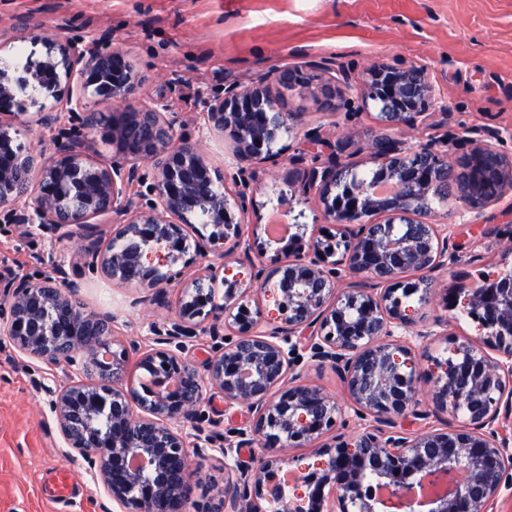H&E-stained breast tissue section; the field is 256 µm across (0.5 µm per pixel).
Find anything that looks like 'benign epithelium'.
Returning <instances> with one entry per match:
<instances>
[{
    "instance_id": "7a95c632",
    "label": "benign epithelium",
    "mask_w": 512,
    "mask_h": 512,
    "mask_svg": "<svg viewBox=\"0 0 512 512\" xmlns=\"http://www.w3.org/2000/svg\"><path fill=\"white\" fill-rule=\"evenodd\" d=\"M45 49V59L13 81L0 69V112L20 106L21 86L71 105L76 89L112 102L127 99L143 83L126 54L99 38L64 37L45 43ZM312 68L321 72L322 94L330 100L337 88L352 87L345 71L322 63ZM274 81L290 88L305 77L285 68ZM431 92L418 68L378 65L370 72L367 95L384 103L381 115L397 125L425 114ZM266 98L265 86L228 85L204 99L202 128L229 141L241 161L261 164L273 156L270 142L290 120L288 113L259 105ZM69 111L80 125L62 131L67 142L50 161L16 144L0 125V224H35L61 239L86 240L96 234L98 218L123 208L129 218L115 239L125 244L99 252L96 266L109 279L152 290V301L163 308L166 286L175 279L171 267L180 260L200 265L182 285L175 316L153 329L157 347L139 361L149 383L125 392L106 382L82 383L52 393L66 446L101 479L112 499L132 512H186L212 439L197 435L191 442L175 424L200 401L203 383L178 352L198 332L216 336L222 327L229 338L224 351L205 358L207 379L251 418L238 440L221 449L219 507L204 512H266L261 502L275 499L278 512H496L502 492L512 489V440L498 431L501 410L512 411L511 272L486 279V288L448 290V310L471 317L480 336L457 344L454 358L438 364L431 402L464 410L466 424L412 429L425 414L417 410L421 377L413 366L409 333L428 338L440 321L426 323L423 312L431 281L411 283L406 273L444 269L454 256L439 225L414 219L415 202L435 177L455 171L447 156L422 149L432 162L422 169L407 163L412 153L402 143L375 141L373 154L397 187L393 198L378 200L343 159L346 141L311 137L308 150L322 162L304 169V184L318 191L336 234L307 242L296 235L288 245L294 259L274 258L243 291H225L220 325L207 292L216 269L199 261L200 246L185 233L186 214L204 207L210 240L229 244L230 253L248 259L264 250V243L243 237L227 196L214 192L223 174L177 135L163 100L112 114L107 130L122 160L110 164L92 157L82 133L88 121L77 109ZM466 161L474 180L496 164L499 190L459 195L463 210H480L512 190V156L493 144H476ZM142 162L149 171L141 172ZM136 184L146 187L148 199L132 208L128 192ZM371 213L386 214L387 223H361ZM77 288L56 264L36 281L0 276V291L10 298L8 315L0 311V333L27 357L69 364L79 354L85 365L115 375L135 344L116 346L107 339L109 317L75 301ZM255 294L267 297L271 307ZM415 294L418 305L404 304ZM304 360L336 370L347 407L301 379L295 367ZM347 408L361 420L370 419L355 438L319 445L312 464L286 453L316 444ZM103 418L105 431L99 424ZM253 447L263 451L254 466L240 460V450ZM285 468L297 471L299 479L287 490L269 489L272 477Z\"/></svg>"
}]
</instances>
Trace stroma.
I'll use <instances>...</instances> for the list:
<instances>
[{
  "instance_id": "obj_1",
  "label": "stroma",
  "mask_w": 512,
  "mask_h": 512,
  "mask_svg": "<svg viewBox=\"0 0 512 512\" xmlns=\"http://www.w3.org/2000/svg\"><path fill=\"white\" fill-rule=\"evenodd\" d=\"M102 31L145 77L128 106L165 97L176 132L196 142L223 172L227 192L236 190L237 164L229 144L202 130L199 93L261 82L280 111L295 114L272 146L273 159L258 166L245 190L250 204L241 220L257 234L276 205L289 223L302 225L305 237L331 228L317 192L303 186L304 166L296 161L311 131L349 137L347 160L365 174L377 167L370 146L382 137L416 150L444 151L455 161L489 139L512 155V0H0V56L19 72L43 58V38ZM322 60L360 85L376 63L424 68L434 89L430 116L413 128L388 125L363 92L346 93L330 111L319 102L318 83L285 89L273 79L283 67L304 69ZM20 100L27 105L25 113L0 117V123L50 159L60 138L56 130L41 127L38 117L40 108H52L53 99L24 93ZM421 220L441 225L457 246L456 260L431 275L426 311L442 320L437 335L413 346L417 372L424 377L435 360L452 355L454 343L479 335L466 314L445 309L449 288L460 283L474 288L483 277L512 269V193L475 212L459 209L451 198ZM84 247L78 238L62 243L22 224H0V272L11 268L36 277L53 262L79 267L81 303L110 313L113 339L131 348L113 385L120 390L138 386L139 359L155 346L152 327L174 316L180 288L168 286L169 307H157L150 290L105 279ZM205 252L218 270L212 289L219 307L233 282L249 281L271 259L289 258L278 245L251 263L211 245ZM86 380L81 365L28 358L10 337L0 335V512H128L66 447L50 407V391ZM248 417L246 408L226 405L222 394L209 387L193 416L180 419L185 433L214 439L202 482L191 496V512H201L216 497L210 483L224 479L221 450Z\"/></svg>"
}]
</instances>
